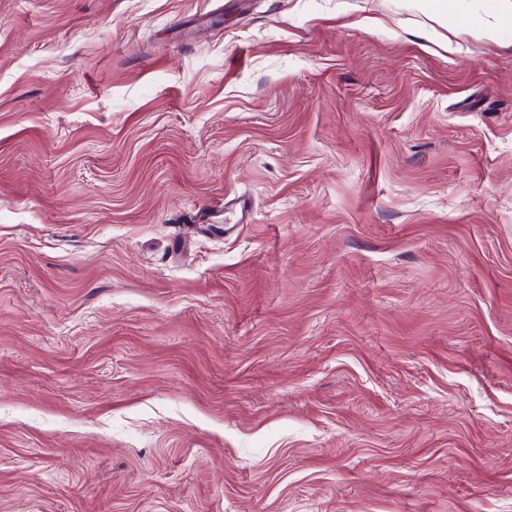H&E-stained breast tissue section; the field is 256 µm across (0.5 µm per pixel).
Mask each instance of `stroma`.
Segmentation results:
<instances>
[{"label":"stroma","mask_w":512,"mask_h":512,"mask_svg":"<svg viewBox=\"0 0 512 512\" xmlns=\"http://www.w3.org/2000/svg\"><path fill=\"white\" fill-rule=\"evenodd\" d=\"M408 0H0V512H512V28ZM422 14L442 27H448L447 0H410Z\"/></svg>","instance_id":"35a3bbf8"}]
</instances>
